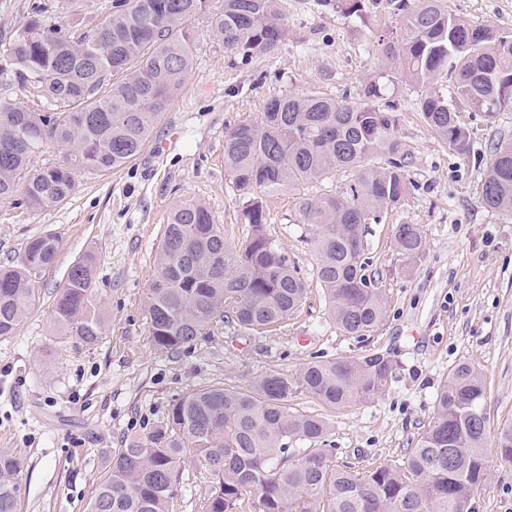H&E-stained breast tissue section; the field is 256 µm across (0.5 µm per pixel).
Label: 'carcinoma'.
<instances>
[{
    "instance_id": "cac0c4a2",
    "label": "carcinoma",
    "mask_w": 512,
    "mask_h": 512,
    "mask_svg": "<svg viewBox=\"0 0 512 512\" xmlns=\"http://www.w3.org/2000/svg\"><path fill=\"white\" fill-rule=\"evenodd\" d=\"M207 0H112L98 23H48L55 4L36 0L24 25L5 43L0 72L26 97L0 100V204L40 211L69 200L83 172L110 173L143 150L154 125L181 92L193 64L191 19ZM211 22L224 46L245 60L275 54L286 23L278 0H217ZM402 26L377 40L382 68L351 100L315 92L271 99L261 120L224 137V168L243 200L245 243L231 248L201 200L171 209L144 300L150 341L176 353L210 335L217 323L249 332L288 319L305 282L288 252L267 233L265 197L290 186L356 172L345 195L321 194L300 204L311 227L314 274L330 318L350 336L376 330L386 315L383 289L364 259L366 225L381 221L409 192L408 152L397 118L382 103L386 90L411 82L429 128L460 153L470 151L457 121L456 100L494 114L512 107V32L471 25L442 0H399ZM162 103H145L150 92ZM52 106L54 111L44 108ZM52 140L65 159L33 167ZM377 153L386 165L367 167ZM483 201L512 212V141L499 144L484 175ZM396 249L409 262L423 254L419 224L393 228ZM60 239L32 237L17 265L0 268V338L15 333L34 296L31 272L55 264ZM96 256L69 266L50 316L61 335L94 345L107 322L95 292ZM379 354L314 360L294 374L266 372L247 389L208 386L176 398L160 424L112 452L89 512H169L185 464L207 471L213 485L205 512H236L251 499L258 512H478L477 493L492 459L512 463V424L488 453L483 376L462 362L437 393L434 421L401 464L360 470L333 464L329 422L293 411L290 399L308 393L331 409L368 402L393 377ZM309 444L288 458V442ZM23 462L0 450V512H17Z\"/></svg>"
}]
</instances>
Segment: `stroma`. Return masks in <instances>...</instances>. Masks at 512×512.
<instances>
[{"mask_svg":"<svg viewBox=\"0 0 512 512\" xmlns=\"http://www.w3.org/2000/svg\"><path fill=\"white\" fill-rule=\"evenodd\" d=\"M364 4L362 16L349 17L336 0H281L286 38L274 56L251 61L225 48L209 13L195 16L192 71L151 135L166 142L162 156L145 149L118 171L82 174L76 193L48 210L0 204V267L16 263L28 238L60 237L56 264L32 274L33 308L14 335L0 338V449L24 461L19 512H88L112 451L149 432L175 398L209 385L245 388L263 373L292 374L311 360L379 353L395 363L386 390L372 401L333 410L306 393L292 398L294 410L329 419L339 465L403 463L433 421L441 384L462 362L486 381L489 436L512 423V212L482 199L497 143L512 140V112L490 117L461 106L458 121L470 141L461 154L423 122L414 107L420 90L410 83L386 98L409 154L410 192L365 236L364 258L386 300L384 323L363 337L338 329L313 274L299 202L343 194L354 174L342 170L267 201V230L306 285L296 313L265 333L215 327L172 355L150 343L142 305L173 205L206 202L226 244L241 245L247 228L224 168L226 131L259 121L275 97L359 93L381 69L379 35L401 26L394 0ZM444 4L472 24L512 31V0ZM397 224L424 228L426 249L416 263L394 246ZM90 250L108 332L82 345L58 335L50 308L69 264ZM182 483L170 512H204L212 477L189 465ZM478 499L479 512H512V465L492 463Z\"/></svg>","mask_w":512,"mask_h":512,"instance_id":"obj_1","label":"stroma"}]
</instances>
